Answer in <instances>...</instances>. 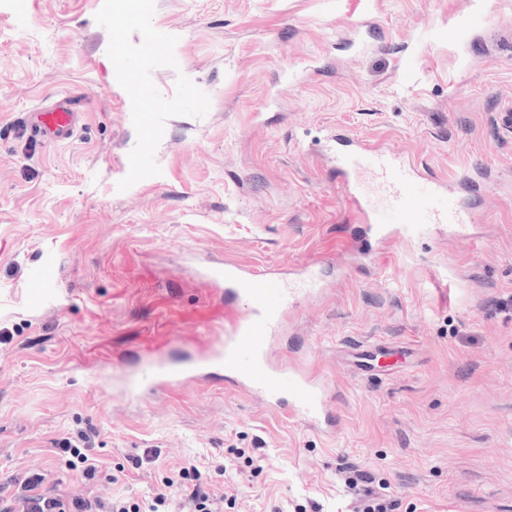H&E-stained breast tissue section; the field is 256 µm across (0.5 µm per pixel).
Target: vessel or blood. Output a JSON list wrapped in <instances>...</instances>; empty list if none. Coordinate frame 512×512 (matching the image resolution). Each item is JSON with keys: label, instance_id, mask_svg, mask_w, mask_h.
Listing matches in <instances>:
<instances>
[{"label": "vessel or blood", "instance_id": "obj_1", "mask_svg": "<svg viewBox=\"0 0 512 512\" xmlns=\"http://www.w3.org/2000/svg\"><path fill=\"white\" fill-rule=\"evenodd\" d=\"M80 119L76 102L64 95L51 109L29 112L24 129L42 143H61L73 138ZM326 153L347 209L363 218L356 235L341 243V252L369 263L391 238L419 239L436 224L460 233L473 222L454 182L421 177L410 157L392 153L383 144L335 134L328 138ZM204 271L228 314L223 341L206 346L186 363L171 360L160 349H148L139 377L123 381V388L146 395L165 393L220 368L225 383L282 407L301 425L334 434L336 424L326 413L328 397L320 376L296 361L273 363L267 357L270 344L283 330L285 311L296 307L312 282L313 266L290 280L232 262L208 265ZM347 351L362 376L388 371L387 359L394 354L393 348L362 343L349 345Z\"/></svg>", "mask_w": 512, "mask_h": 512}]
</instances>
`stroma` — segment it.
Returning <instances> with one entry per match:
<instances>
[{
	"label": "stroma",
	"mask_w": 512,
	"mask_h": 512,
	"mask_svg": "<svg viewBox=\"0 0 512 512\" xmlns=\"http://www.w3.org/2000/svg\"><path fill=\"white\" fill-rule=\"evenodd\" d=\"M62 92L76 137H26L25 111ZM511 111L512 0H0V484L38 471L137 502L193 464L224 512H354L359 472L392 512H512ZM336 131L426 177L491 169L480 224L337 270L357 221L321 155ZM192 252L320 260L268 355L319 374L336 435L220 370L120 397L114 375L164 326L184 360L224 335ZM352 342L407 356L360 377ZM80 428L90 483L51 447Z\"/></svg>",
	"instance_id": "35a3bbf8"
}]
</instances>
